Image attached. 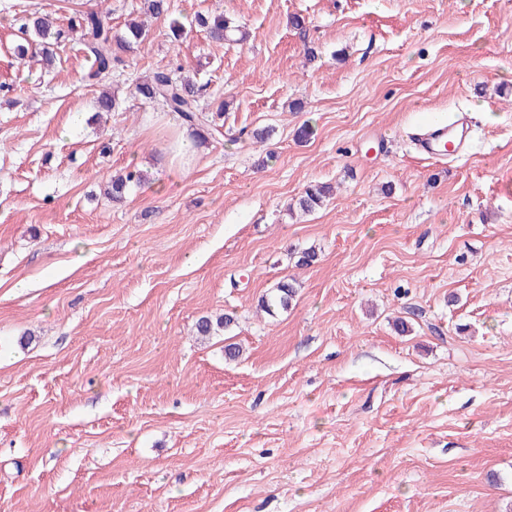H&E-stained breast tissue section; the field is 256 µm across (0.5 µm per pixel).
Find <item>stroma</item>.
<instances>
[{"label":"stroma","instance_id":"35a3bbf8","mask_svg":"<svg viewBox=\"0 0 512 512\" xmlns=\"http://www.w3.org/2000/svg\"><path fill=\"white\" fill-rule=\"evenodd\" d=\"M170 3L249 38L150 18L91 81L75 39L20 65L21 18L121 35L141 0H0V512H512V0ZM162 69L245 137L178 167L134 89ZM452 115L468 154L404 142ZM169 0H143L141 8L155 18L165 17L168 20L170 34L175 41L186 38L193 28L203 29L215 42L233 41L243 42L248 37V32L242 25H235L224 13L203 15L197 14L189 22V28L183 22L170 13ZM142 175L133 170L117 173L111 180L112 198L116 201L122 200L132 185H140ZM328 194V187L319 185L310 186L305 190L304 194L300 196L296 205L302 211L312 213L323 205Z\"/></svg>","mask_w":512,"mask_h":512}]
</instances>
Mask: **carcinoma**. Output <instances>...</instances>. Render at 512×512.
<instances>
[{"label":"carcinoma","mask_w":512,"mask_h":512,"mask_svg":"<svg viewBox=\"0 0 512 512\" xmlns=\"http://www.w3.org/2000/svg\"><path fill=\"white\" fill-rule=\"evenodd\" d=\"M142 9L155 18L164 17L168 20L170 34L178 41L198 27L203 29L215 42H243L248 32L242 25L231 22L224 14H197L189 24L170 13L169 0H142ZM23 30H32L35 37L40 39L41 54L47 64L52 62L51 46L74 37L87 52L92 61V76L100 77L112 73L119 59L101 50V46L112 41V27L107 24L102 15L96 11L82 12L71 19L70 27L65 30L57 29L49 18L33 16L21 25ZM136 92L146 99L157 101L167 111L175 114L181 124L194 129L197 134L204 133L208 128L217 129L212 123V116L203 112L198 104L200 87L185 77H177L168 71H156L145 81L136 84ZM142 175L133 170L117 173L111 180L112 198L122 200L129 188L139 185ZM329 189L325 186H310L297 201V206L304 212L312 213L320 208ZM232 322V317L225 316L212 321L203 317L198 321V332L204 336L215 332V329L225 328Z\"/></svg>","instance_id":"obj_1"}]
</instances>
